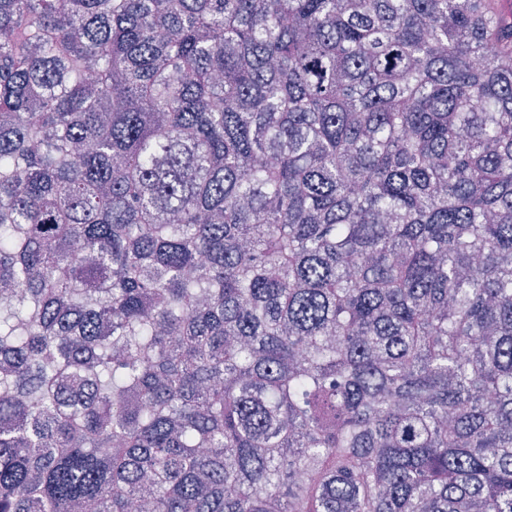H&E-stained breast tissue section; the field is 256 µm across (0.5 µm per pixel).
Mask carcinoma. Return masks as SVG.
<instances>
[{
    "instance_id": "1",
    "label": "carcinoma",
    "mask_w": 512,
    "mask_h": 512,
    "mask_svg": "<svg viewBox=\"0 0 512 512\" xmlns=\"http://www.w3.org/2000/svg\"><path fill=\"white\" fill-rule=\"evenodd\" d=\"M512 512V0H0V512Z\"/></svg>"
}]
</instances>
